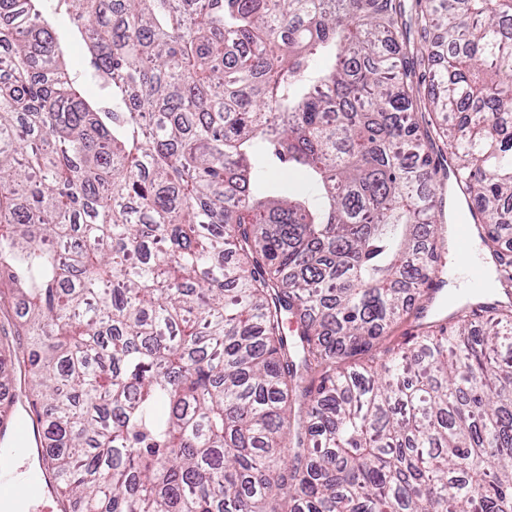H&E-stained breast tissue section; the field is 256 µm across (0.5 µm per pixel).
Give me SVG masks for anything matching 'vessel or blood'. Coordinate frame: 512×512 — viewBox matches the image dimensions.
<instances>
[{"instance_id":"obj_1","label":"vessel or blood","mask_w":512,"mask_h":512,"mask_svg":"<svg viewBox=\"0 0 512 512\" xmlns=\"http://www.w3.org/2000/svg\"><path fill=\"white\" fill-rule=\"evenodd\" d=\"M478 230L469 222L451 227L457 265L473 289L481 287L485 275L471 248ZM40 432L38 418L26 406H12L8 417L0 420V512H40L38 500L31 495L35 486L43 496L54 495L57 479L39 459Z\"/></svg>"}]
</instances>
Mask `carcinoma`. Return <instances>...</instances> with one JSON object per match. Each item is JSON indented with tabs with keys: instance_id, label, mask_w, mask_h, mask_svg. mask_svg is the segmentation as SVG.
<instances>
[{
	"instance_id": "obj_1",
	"label": "carcinoma",
	"mask_w": 512,
	"mask_h": 512,
	"mask_svg": "<svg viewBox=\"0 0 512 512\" xmlns=\"http://www.w3.org/2000/svg\"><path fill=\"white\" fill-rule=\"evenodd\" d=\"M414 6L432 132L401 0H0V385L72 512H512L511 304L357 363L441 263L432 135L512 282V0Z\"/></svg>"
}]
</instances>
